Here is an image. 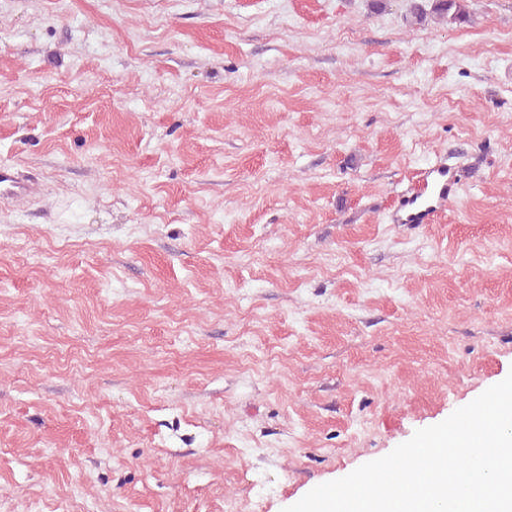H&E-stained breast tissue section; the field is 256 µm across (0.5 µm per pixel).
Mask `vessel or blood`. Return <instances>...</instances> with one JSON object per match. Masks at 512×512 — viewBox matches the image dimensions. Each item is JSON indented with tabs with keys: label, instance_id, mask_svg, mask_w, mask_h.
<instances>
[{
	"label": "vessel or blood",
	"instance_id": "vessel-or-blood-1",
	"mask_svg": "<svg viewBox=\"0 0 512 512\" xmlns=\"http://www.w3.org/2000/svg\"><path fill=\"white\" fill-rule=\"evenodd\" d=\"M460 184L445 161L422 171L416 183L399 198L391 215L395 224H424L436 215L448 200L457 198ZM32 191L31 185L19 180L10 168H0V197L18 199Z\"/></svg>",
	"mask_w": 512,
	"mask_h": 512
}]
</instances>
